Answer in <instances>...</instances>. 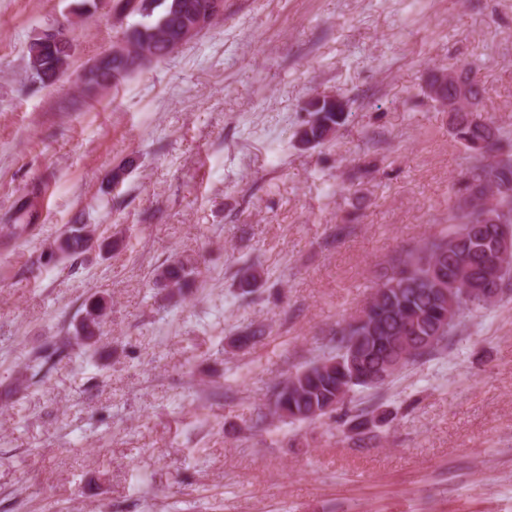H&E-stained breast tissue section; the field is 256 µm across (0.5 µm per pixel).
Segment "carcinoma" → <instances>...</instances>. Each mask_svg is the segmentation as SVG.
<instances>
[{
    "mask_svg": "<svg viewBox=\"0 0 512 512\" xmlns=\"http://www.w3.org/2000/svg\"><path fill=\"white\" fill-rule=\"evenodd\" d=\"M209 3L210 0H125L122 9L133 18L126 27L139 36L134 47L154 50L162 62L168 57L167 44L178 35L184 21ZM59 62L60 50L43 42V37L30 42L28 71L33 84H54ZM454 74L468 86L471 100L456 101L458 90L450 82L443 95L448 100L444 109L451 114L455 138L476 152L477 164L463 191L448 203V228L421 247L391 260L375 290L379 299L365 306L374 324L373 337H361V328L348 320L336 329L332 352L303 368L306 382L292 387L286 379L273 386L271 411L278 418L312 422L314 412L321 418L342 410L345 423L354 431L355 444L360 448L371 445L378 439L377 428L382 419L370 407L353 403L352 393L379 390L387 384L373 377L402 354L398 343L402 328L411 324L421 335L432 336L442 317H448L451 329L465 311L488 307L477 296L463 298L460 281L467 277L471 287L482 288L485 277L493 272L485 265L486 253L498 243L499 225L512 224V153L503 150L506 138L500 127L480 109L482 87L465 67L454 70ZM310 105L314 110L305 122L301 142L315 147L328 141L345 124L347 112L328 96ZM43 191L40 184L32 186L11 216L10 234L20 235L34 224ZM97 229L98 225L86 224L80 217L67 225L61 234L67 245V258L79 257L93 244L102 251H112L116 244L96 237ZM193 274L190 260L176 259L159 269L156 278L180 293L190 286ZM430 274L447 288L448 302H438L430 289L418 284L420 278ZM110 306L111 299L101 292L86 299L82 317L74 327L75 336L86 351L98 343Z\"/></svg>",
    "mask_w": 512,
    "mask_h": 512,
    "instance_id": "obj_1",
    "label": "carcinoma"
}]
</instances>
